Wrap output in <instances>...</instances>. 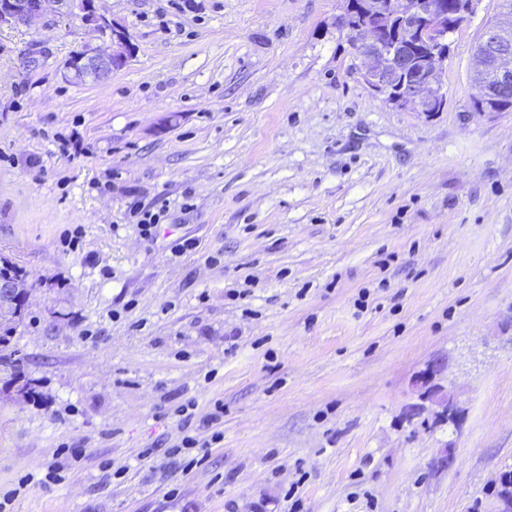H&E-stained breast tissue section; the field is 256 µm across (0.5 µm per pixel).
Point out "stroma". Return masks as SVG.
I'll return each instance as SVG.
<instances>
[{"label": "stroma", "instance_id": "1", "mask_svg": "<svg viewBox=\"0 0 512 512\" xmlns=\"http://www.w3.org/2000/svg\"><path fill=\"white\" fill-rule=\"evenodd\" d=\"M344 5L100 0L135 52L96 82L65 74L81 17L0 24V259L28 288L26 360L0 367L11 512H495L512 112L470 84L501 0L451 35L431 115L368 91ZM134 200L167 208L152 237ZM428 385L457 424L430 425Z\"/></svg>", "mask_w": 512, "mask_h": 512}]
</instances>
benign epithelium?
<instances>
[{"instance_id":"benign-epithelium-1","label":"benign epithelium","mask_w":512,"mask_h":512,"mask_svg":"<svg viewBox=\"0 0 512 512\" xmlns=\"http://www.w3.org/2000/svg\"><path fill=\"white\" fill-rule=\"evenodd\" d=\"M53 13L76 11L111 34L107 45H90L66 66L73 76H101L124 68L134 54L125 28L100 11L96 0H0V23L33 25ZM478 0H461L453 21H448L442 0H365L360 11L344 9L337 24L351 36L361 59V77L369 91L386 102L411 112H440L447 100L443 69L451 51L448 29L462 27ZM473 77V94L483 111L496 112L500 101L512 99V8L507 6L484 31ZM436 405L434 422L449 420L454 398L434 388L424 392Z\"/></svg>"}]
</instances>
